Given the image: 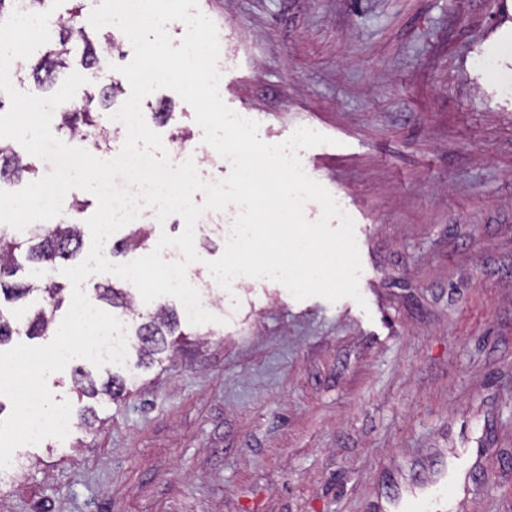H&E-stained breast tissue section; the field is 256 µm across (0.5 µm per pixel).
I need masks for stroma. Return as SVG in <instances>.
<instances>
[{
  "instance_id": "1",
  "label": "stroma",
  "mask_w": 512,
  "mask_h": 512,
  "mask_svg": "<svg viewBox=\"0 0 512 512\" xmlns=\"http://www.w3.org/2000/svg\"><path fill=\"white\" fill-rule=\"evenodd\" d=\"M101 0H64L51 28L86 30L104 100L87 82L72 103L109 114L129 98L89 16ZM216 25L224 103L267 143L307 127L331 144L300 150L312 179L355 223L362 302L295 299L249 279L215 299L207 261L224 251L220 212L195 240L212 322L190 324L169 296L112 310L127 329L162 308L177 349L128 360L119 400L79 397L73 371L103 383L111 366L74 359L47 380L72 406L65 440L17 448L0 469V512H394L427 496L457 459L475 465L454 512H512V94L477 66L512 69V0H198ZM147 125L176 155L202 140L194 111L159 89ZM182 219L145 224L150 253Z\"/></svg>"
}]
</instances>
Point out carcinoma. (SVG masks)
<instances>
[{"label": "carcinoma", "mask_w": 512, "mask_h": 512, "mask_svg": "<svg viewBox=\"0 0 512 512\" xmlns=\"http://www.w3.org/2000/svg\"><path fill=\"white\" fill-rule=\"evenodd\" d=\"M75 36L87 44L84 65L92 68L97 64L96 50L89 45L85 31L69 29L56 45L42 55L40 62L33 65L38 82H44V79L52 77L58 70L67 67L69 55L67 44ZM58 120L59 128L66 130L70 137L81 135L85 129L90 127L97 128L101 137L108 135L105 126L101 125V116L90 111L85 105L71 112L59 113ZM30 171H32V166L27 159L20 155L10 142L0 139V178L20 179L23 173ZM82 241L81 226L65 221H60L47 228L36 225L20 234L13 233L9 231V226L0 224V296L15 303L26 300L36 291V287L11 280V277L23 268V264L37 265L45 269L53 268L57 261L68 260L76 256L80 251ZM42 294L43 306L21 325H14L0 316V344L7 342L11 336L20 331L25 332L28 336H43L51 330L53 314L61 307L64 299L61 296V289L55 285L43 288ZM99 297L114 307L127 306V293L111 284L99 288ZM177 327V317L163 308L153 317L152 321L141 325L137 330V336H139L145 355L161 353L173 346V343L168 341V337L175 335ZM75 381L78 390L86 397H94L101 390L117 399L125 391V381L118 375L109 378L99 389L88 373L78 369L75 371Z\"/></svg>", "instance_id": "cac0c4a2"}]
</instances>
